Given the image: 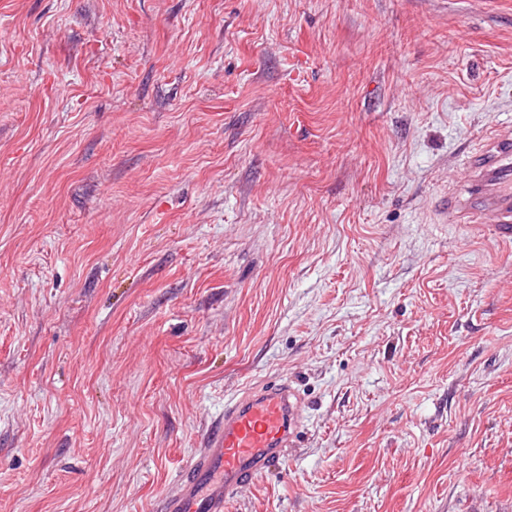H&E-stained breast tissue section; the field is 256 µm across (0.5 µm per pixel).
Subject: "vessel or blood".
Masks as SVG:
<instances>
[{
	"instance_id": "b4317fda",
	"label": "vessel or blood",
	"mask_w": 512,
	"mask_h": 512,
	"mask_svg": "<svg viewBox=\"0 0 512 512\" xmlns=\"http://www.w3.org/2000/svg\"><path fill=\"white\" fill-rule=\"evenodd\" d=\"M467 197L442 196L434 211L441 223L464 213L478 217L500 244L512 245V128L501 127L490 141L463 160ZM302 426V404L288 382H273L225 404L202 447L157 512H225L244 488L286 459Z\"/></svg>"
}]
</instances>
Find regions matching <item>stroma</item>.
Wrapping results in <instances>:
<instances>
[{
	"instance_id": "stroma-1",
	"label": "stroma",
	"mask_w": 512,
	"mask_h": 512,
	"mask_svg": "<svg viewBox=\"0 0 512 512\" xmlns=\"http://www.w3.org/2000/svg\"><path fill=\"white\" fill-rule=\"evenodd\" d=\"M512 123V0H0V512H512V247L432 210ZM302 419L301 399L288 382L242 393L225 404L224 415L156 511H226L242 489L285 461Z\"/></svg>"
}]
</instances>
